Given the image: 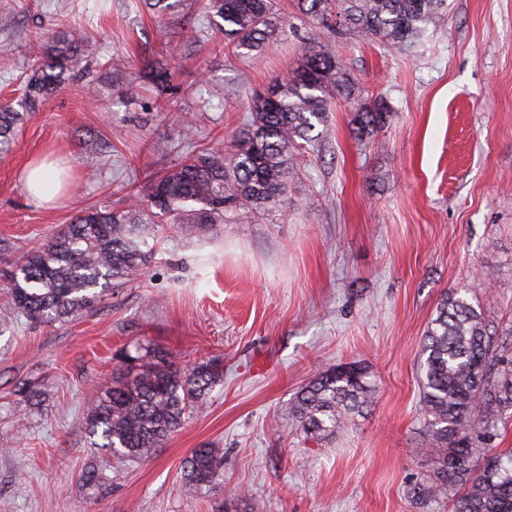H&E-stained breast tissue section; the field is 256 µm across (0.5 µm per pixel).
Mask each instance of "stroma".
Wrapping results in <instances>:
<instances>
[{"label":"stroma","mask_w":512,"mask_h":512,"mask_svg":"<svg viewBox=\"0 0 512 512\" xmlns=\"http://www.w3.org/2000/svg\"><path fill=\"white\" fill-rule=\"evenodd\" d=\"M209 0L154 12L143 0H0V101L18 100L37 37L91 44L65 88L27 111L0 156V304L18 253L82 208L124 202L200 148L224 150L253 98L330 44L355 91L337 97L318 142L298 159L284 200L239 214L218 234L159 226L143 278L72 320H18L0 334V512H448L416 499L417 361L443 295L467 287L512 359V0H448L422 44L400 50L339 39L276 0L280 36L234 57ZM384 99L386 125L353 134L360 105ZM101 142L96 161L83 140ZM66 162L62 204L26 194L42 157ZM210 359L224 381L145 462L89 447L87 413L135 346ZM358 361L375 387L347 429L307 440L290 416L318 373ZM31 384L30 401L18 392ZM224 451L222 490L189 494L194 448ZM96 467L99 487L85 485Z\"/></svg>","instance_id":"stroma-1"}]
</instances>
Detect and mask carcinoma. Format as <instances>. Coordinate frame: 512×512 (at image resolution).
Here are the masks:
<instances>
[{
    "label": "carcinoma",
    "mask_w": 512,
    "mask_h": 512,
    "mask_svg": "<svg viewBox=\"0 0 512 512\" xmlns=\"http://www.w3.org/2000/svg\"><path fill=\"white\" fill-rule=\"evenodd\" d=\"M299 10L332 34L350 32L391 47L417 43L448 10V0H297ZM224 22V44L238 56L263 51L277 37L275 0H209ZM88 48L65 36L35 47L25 101L0 104V153L10 149L22 110L33 109L69 81ZM352 79L333 49L316 40L304 64L258 95L233 149L203 148L177 168L151 180L142 203L80 211L48 243L20 256L0 328L23 317L62 322L92 311L110 290L144 273L152 246L149 225L174 224L193 236L227 223V215H257L284 195L296 174L295 156L323 124ZM383 101L364 104L353 119L360 136L383 128ZM128 373L90 408L86 434L93 448L145 460L176 432L187 410L223 382L213 362L180 366L170 352H124ZM417 375L424 437L431 464L415 486L429 499L453 494L451 512H512V449L495 448L498 424L512 418V367L494 354V336L469 289L445 293L424 334ZM375 387L357 361L325 369L307 386L292 416L306 437L322 441L347 427L352 413L372 402ZM224 451L196 448L184 463L183 487L208 493L221 487Z\"/></svg>",
    "instance_id": "carcinoma-1"
}]
</instances>
